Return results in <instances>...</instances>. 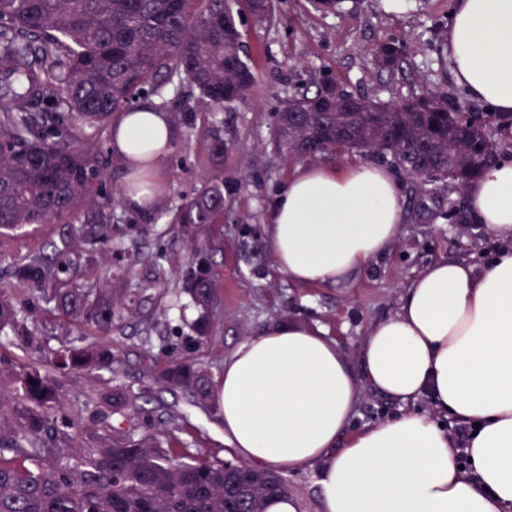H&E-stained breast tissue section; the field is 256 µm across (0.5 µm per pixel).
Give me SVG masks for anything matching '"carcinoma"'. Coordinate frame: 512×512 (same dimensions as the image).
<instances>
[{
	"label": "carcinoma",
	"mask_w": 512,
	"mask_h": 512,
	"mask_svg": "<svg viewBox=\"0 0 512 512\" xmlns=\"http://www.w3.org/2000/svg\"><path fill=\"white\" fill-rule=\"evenodd\" d=\"M254 0H0V232L59 225L52 254L34 253L17 264V285H0V331L24 346L37 343L33 309L19 290L44 310L103 336L121 318L125 281L110 272L95 286L67 284L73 250L112 244L114 199L105 190L107 158L101 134L141 99L154 98L175 127L192 126L200 112H222L244 101L255 83L247 53L246 17L262 25ZM293 96L276 111L279 143L296 155L329 149L381 158L401 170L419 191L466 192L495 161L489 122L495 112H462L447 93L429 91L400 106L361 97L366 111L347 112L341 101ZM209 139L210 164L224 165L227 146L217 131ZM146 158L127 188L161 197ZM172 223L183 224L199 256L181 290L198 311L184 347L202 346L215 327L218 281L208 256L207 231L224 223V176H213L182 199ZM113 373L112 345L84 347L70 341L50 367L15 375L17 400L0 413V512H265L267 502L288 497V480L245 462L171 456L153 437L114 438L71 452L73 438L55 430L51 414L61 403L56 373ZM163 387L211 408L207 370L173 357L160 377ZM112 405L139 410L137 397L120 387L105 396Z\"/></svg>",
	"instance_id": "1"
}]
</instances>
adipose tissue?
Masks as SVG:
<instances>
[{
  "mask_svg": "<svg viewBox=\"0 0 512 512\" xmlns=\"http://www.w3.org/2000/svg\"><path fill=\"white\" fill-rule=\"evenodd\" d=\"M448 53L457 83L512 113V0H454ZM175 132L155 101L113 124L125 167L152 141L166 157ZM469 207L512 239V158L470 183ZM403 219L390 170L351 162L297 168L268 212L271 257L301 284H329L396 240ZM355 374L320 327L283 323L240 344L224 363L218 404L224 441L260 468H320L322 512H512V250L483 265L440 258L417 275L395 314L361 343ZM430 410L351 424L360 386ZM472 427L465 478L444 424Z\"/></svg>",
  "mask_w": 512,
  "mask_h": 512,
  "instance_id": "1",
  "label": "adipose tissue"
}]
</instances>
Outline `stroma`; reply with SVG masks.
I'll return each mask as SVG.
<instances>
[{"label": "stroma", "instance_id": "stroma-1", "mask_svg": "<svg viewBox=\"0 0 512 512\" xmlns=\"http://www.w3.org/2000/svg\"><path fill=\"white\" fill-rule=\"evenodd\" d=\"M453 0H346L343 8L323 13L312 0H275L270 25L249 28L251 63L258 75L249 98L233 111L215 113L223 122L228 152L223 166L206 165V141L197 130L176 131L177 145L159 165L164 180V200L177 205L192 193L200 179L223 173L240 188L224 211V222L213 231L218 246L212 265L218 273L221 319L198 361L213 376H220L224 362L235 349L260 330L283 322L321 325L354 373H362L361 343L370 328L395 313L406 288L425 266L440 258L482 263L501 248L490 236L467 201L459 194L424 195L403 173H396L403 207L401 232L389 249L374 257L360 271L334 284L301 285L288 279L274 264L266 245L267 213L288 176L312 165L274 148L275 110L280 99L313 91L319 74H331L342 87L382 102H395L439 89L449 102L464 103L474 112L487 111L484 102L472 99L459 86L447 61L432 50L440 32L447 30ZM411 39L398 70L378 71L370 48L391 38ZM123 220L112 230L111 247L99 248V267H109L112 246L132 247V225L149 224L153 230L142 243L146 253L171 257L168 280L154 281L151 265L137 264L129 278L145 294L134 311L126 313L112 332V352L117 378L96 371L73 370L62 379L60 413L78 423L79 443L87 446L92 435L116 429L139 439L153 436L163 448L197 459L237 461L224 443V430L214 412H204L179 400L172 413L153 404L158 392L154 381L170 354L180 352L196 309L175 288L192 264V246L179 225L154 209L135 210L119 204ZM58 227L47 224L0 234V274L16 259L32 254L54 239ZM83 336L99 341L98 332L59 321L48 323L43 345L21 347L11 334L0 333V363L20 372L49 360L52 350L68 338ZM121 385L146 398L139 414L116 410L101 399L104 391ZM427 398L397 402L362 386L354 427L380 421L399 411H427ZM289 497L298 512H321L319 471L309 466L287 472Z\"/></svg>", "mask_w": 512, "mask_h": 512}]
</instances>
